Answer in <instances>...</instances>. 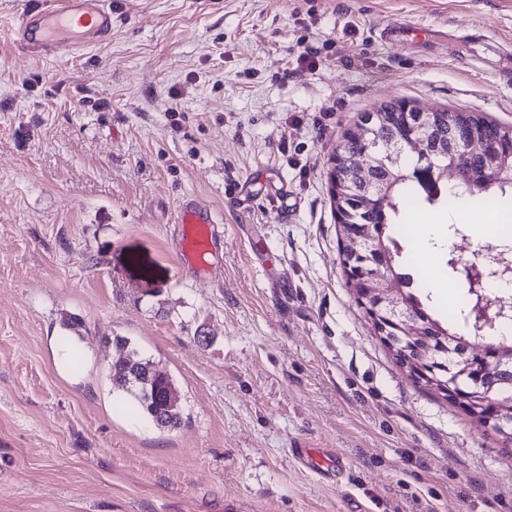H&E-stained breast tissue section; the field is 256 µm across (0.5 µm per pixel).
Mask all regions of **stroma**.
Instances as JSON below:
<instances>
[{
	"instance_id": "stroma-1",
	"label": "stroma",
	"mask_w": 512,
	"mask_h": 512,
	"mask_svg": "<svg viewBox=\"0 0 512 512\" xmlns=\"http://www.w3.org/2000/svg\"><path fill=\"white\" fill-rule=\"evenodd\" d=\"M31 2L0 0V512H512V446L415 383L358 305L327 181L387 103L512 126V0H113L111 40L55 59L10 39ZM400 24L424 39L381 40ZM190 195L224 226L201 280L172 247ZM502 210L387 225L438 317L465 291L449 257L477 216L497 248ZM117 336L173 378L179 428L115 392Z\"/></svg>"
}]
</instances>
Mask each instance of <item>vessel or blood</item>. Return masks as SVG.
Returning <instances> with one entry per match:
<instances>
[{"label":"vessel or blood","instance_id":"obj_1","mask_svg":"<svg viewBox=\"0 0 512 512\" xmlns=\"http://www.w3.org/2000/svg\"><path fill=\"white\" fill-rule=\"evenodd\" d=\"M112 0H50L32 5L12 31L16 45L45 57H58L105 42L112 36ZM175 252L181 265L210 275L224 228L199 200L181 202Z\"/></svg>","mask_w":512,"mask_h":512}]
</instances>
